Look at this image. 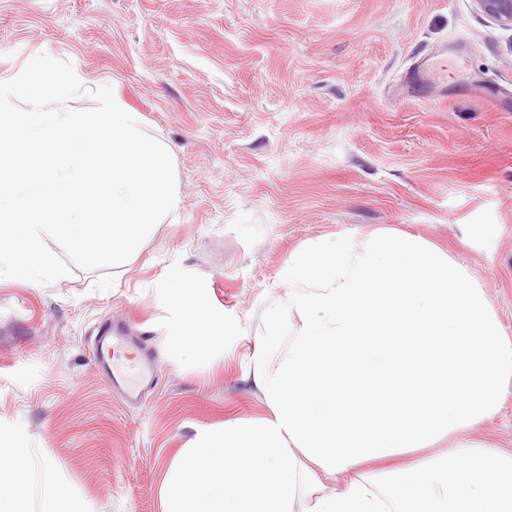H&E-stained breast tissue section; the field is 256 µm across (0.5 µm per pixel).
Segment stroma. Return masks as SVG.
<instances>
[{"instance_id": "obj_1", "label": "stroma", "mask_w": 512, "mask_h": 512, "mask_svg": "<svg viewBox=\"0 0 512 512\" xmlns=\"http://www.w3.org/2000/svg\"><path fill=\"white\" fill-rule=\"evenodd\" d=\"M442 47L447 80L396 96ZM34 51L111 86L171 147L179 208L125 267L0 278V442L29 459L21 512H41L44 469L62 512H163L196 430L266 414L246 356L313 241L420 236L467 267L512 337V29L475 0H0V79ZM173 271L237 321L198 357L169 346ZM116 321L153 348L158 384L134 406L96 364Z\"/></svg>"}]
</instances>
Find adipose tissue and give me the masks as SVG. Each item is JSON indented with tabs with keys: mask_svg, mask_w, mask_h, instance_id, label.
<instances>
[{
	"mask_svg": "<svg viewBox=\"0 0 512 512\" xmlns=\"http://www.w3.org/2000/svg\"><path fill=\"white\" fill-rule=\"evenodd\" d=\"M281 281L245 369L267 415L196 431L163 512H512V452L468 437L512 393V338L475 277L377 231L306 245ZM164 299L184 354L235 324L179 272ZM450 434L448 454L429 453Z\"/></svg>",
	"mask_w": 512,
	"mask_h": 512,
	"instance_id": "adipose-tissue-1",
	"label": "adipose tissue"
}]
</instances>
